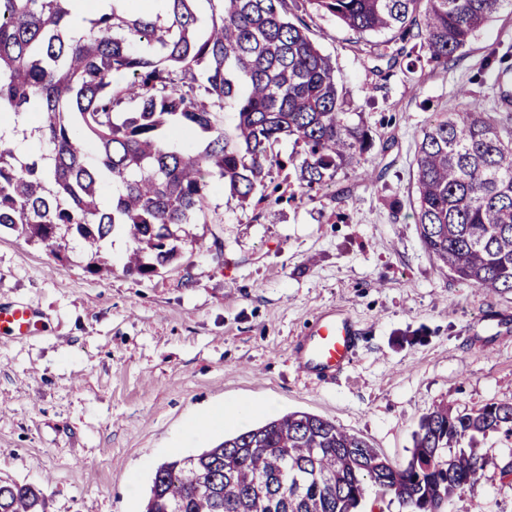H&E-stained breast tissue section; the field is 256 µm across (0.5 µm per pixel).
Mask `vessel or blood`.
Listing matches in <instances>:
<instances>
[{"label":"vessel or blood","mask_w":512,"mask_h":512,"mask_svg":"<svg viewBox=\"0 0 512 512\" xmlns=\"http://www.w3.org/2000/svg\"><path fill=\"white\" fill-rule=\"evenodd\" d=\"M35 318L34 310L27 305L0 306V335H27ZM359 336L356 324L344 312L322 313L295 348V361L300 370L325 381L331 380L351 363Z\"/></svg>","instance_id":"1"}]
</instances>
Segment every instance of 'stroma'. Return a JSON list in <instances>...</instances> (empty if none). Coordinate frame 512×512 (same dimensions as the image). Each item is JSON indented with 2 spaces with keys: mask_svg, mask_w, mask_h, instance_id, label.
Returning a JSON list of instances; mask_svg holds the SVG:
<instances>
[{
  "mask_svg": "<svg viewBox=\"0 0 512 512\" xmlns=\"http://www.w3.org/2000/svg\"><path fill=\"white\" fill-rule=\"evenodd\" d=\"M310 26L350 103L345 122L374 139L327 186H300L303 146L283 141L289 163L266 179L280 202L255 207L215 185L206 223L189 225L180 258L147 277L127 271L133 242L122 231L99 273L72 242L54 249L0 233V304H26L38 319L28 335L0 337V476L40 489L46 512H142L160 464L293 411L335 422L402 466L434 405L512 403V337L491 320L505 313L512 328V294L446 276L411 209L422 130L460 106L459 88L507 116L512 75L499 77L498 61H512V12L449 64L418 48L385 80L374 36L324 13ZM328 309L364 335L352 365L322 382L292 349ZM237 403L252 412L198 431ZM477 445L487 467L443 512H512L499 470L512 440L490 433Z\"/></svg>",
  "mask_w": 512,
  "mask_h": 512,
  "instance_id": "1",
  "label": "stroma"
}]
</instances>
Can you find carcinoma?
I'll return each mask as SVG.
<instances>
[{"label":"carcinoma","instance_id":"obj_1","mask_svg":"<svg viewBox=\"0 0 512 512\" xmlns=\"http://www.w3.org/2000/svg\"><path fill=\"white\" fill-rule=\"evenodd\" d=\"M72 0H0V229L55 246L72 233L106 266L116 227L133 241L128 270L151 275L179 256L180 232L205 218L213 181L266 202L276 146H304V188L373 147L344 122L329 58L288 0H220L205 22L196 0H112L74 25ZM359 34L393 32L444 64L512 0H307ZM430 122L416 153L414 218L439 268L496 295L512 292V127L468 101ZM232 105L231 132L220 114ZM34 128L42 150L12 138ZM206 138L197 149L180 130ZM95 152L85 151L81 137ZM112 181V203L101 187ZM512 437V404L440 405L421 418L411 457L392 465L367 441L295 411L157 467L143 512H359L365 482L405 512H442L481 477L478 435ZM468 447L462 448V442ZM0 512H46L41 492L0 479Z\"/></svg>","mask_w":512,"mask_h":512}]
</instances>
